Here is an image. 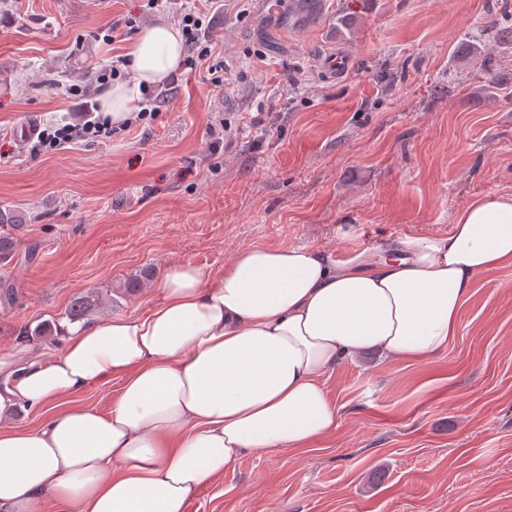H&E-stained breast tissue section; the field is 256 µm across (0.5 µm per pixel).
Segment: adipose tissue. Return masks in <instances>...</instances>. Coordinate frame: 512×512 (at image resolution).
<instances>
[{
	"label": "adipose tissue",
	"mask_w": 512,
	"mask_h": 512,
	"mask_svg": "<svg viewBox=\"0 0 512 512\" xmlns=\"http://www.w3.org/2000/svg\"><path fill=\"white\" fill-rule=\"evenodd\" d=\"M125 55L130 81L100 97L111 125L144 88L180 68L183 37L159 21ZM512 266V194L477 196L447 235L404 238L386 254L334 259L308 247H252L223 274L189 261L153 281L140 313L63 329L62 351L0 388V512H188L254 449L299 451L336 427L324 378L374 349L395 360L447 350L479 275ZM119 382L108 411L78 404ZM44 421L18 430L17 413Z\"/></svg>",
	"instance_id": "adipose-tissue-1"
}]
</instances>
